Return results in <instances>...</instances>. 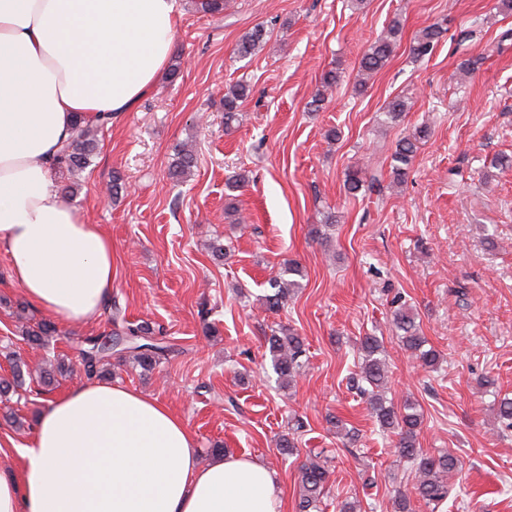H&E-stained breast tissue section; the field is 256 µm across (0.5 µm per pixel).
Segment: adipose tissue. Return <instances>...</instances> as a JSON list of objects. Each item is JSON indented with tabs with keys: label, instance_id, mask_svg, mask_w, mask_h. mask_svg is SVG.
I'll use <instances>...</instances> for the list:
<instances>
[{
	"label": "adipose tissue",
	"instance_id": "ef3b65f1",
	"mask_svg": "<svg viewBox=\"0 0 512 512\" xmlns=\"http://www.w3.org/2000/svg\"><path fill=\"white\" fill-rule=\"evenodd\" d=\"M178 0H0V252L34 307L70 323L112 296V240L53 172L77 118H117L165 70ZM0 466V512H283L265 463H203L183 419L119 384L49 397L35 435Z\"/></svg>",
	"mask_w": 512,
	"mask_h": 512
}]
</instances>
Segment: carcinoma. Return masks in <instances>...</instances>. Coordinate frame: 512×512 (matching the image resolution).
Wrapping results in <instances>:
<instances>
[{
	"label": "carcinoma",
	"mask_w": 512,
	"mask_h": 512,
	"mask_svg": "<svg viewBox=\"0 0 512 512\" xmlns=\"http://www.w3.org/2000/svg\"><path fill=\"white\" fill-rule=\"evenodd\" d=\"M402 27L400 21L394 20L374 40L359 61L356 87L364 90L367 78L381 70L393 56L401 41ZM442 36V28L435 23L424 28L415 38L411 52L417 58L430 54ZM267 43V31L256 26L246 32L237 44V54L247 58L263 50ZM337 72L328 70L322 75L320 88L310 102V111L318 112L323 108L336 87ZM249 95V86L245 83L235 84L224 93V124L231 127L238 120L241 104ZM408 103L395 98L383 110L384 123L398 122L407 111ZM107 119L91 122L79 118L75 122L74 142L59 155L57 167L75 174L87 168L99 144V135L103 133ZM429 136V129L421 126L415 132L402 136L392 155L391 173L393 183L402 186L412 166L419 144ZM195 157L188 149L181 148L170 170V176L181 180L187 177L193 166ZM367 178L363 168L350 167L345 173L344 188L352 196L357 195L366 185ZM300 275L298 265H285L283 273L270 279L272 293L266 296V306L276 308L287 300L289 295L301 288L299 281L293 276ZM109 322L114 330L109 338L118 341L113 353L105 352L104 342L98 337L86 339L76 353L64 356L57 363H49L36 372L35 379L47 386L54 379L55 373L68 374L80 365L89 378L97 377L106 372L112 354L118 359L128 362L144 372H150L161 365L174 352V345L163 335L162 329H155L147 324H134L121 318L120 308H115ZM393 325L404 349L415 359L417 364L427 370L435 369L441 355L433 348L426 347L427 340L419 333L416 317L410 309L400 306L394 310ZM58 335L56 325L51 321L41 320L35 326L25 330L27 342L36 347L44 348L50 339ZM267 349L271 357L272 367L277 374L282 388L291 386L299 374L306 352L303 338L288 325L280 324L266 336ZM362 362L359 366V378L367 384L360 389L367 397L372 414L376 417L382 430L396 437L395 453L399 460L409 464L415 472V494L430 512H439L447 503L450 494L449 480L460 471V460L451 453L440 451L427 454L419 447L418 436L422 424V414L416 403L405 399L400 405L389 399L387 389V364L381 344L375 336H365L360 342ZM23 364L13 365V379L0 381V394L12 389L21 388L25 382ZM498 422L507 429H512V398L503 397L496 408ZM328 471L321 457L314 456L300 467L299 497L296 512H321V503L327 484Z\"/></svg>",
	"instance_id": "carcinoma-1"
}]
</instances>
